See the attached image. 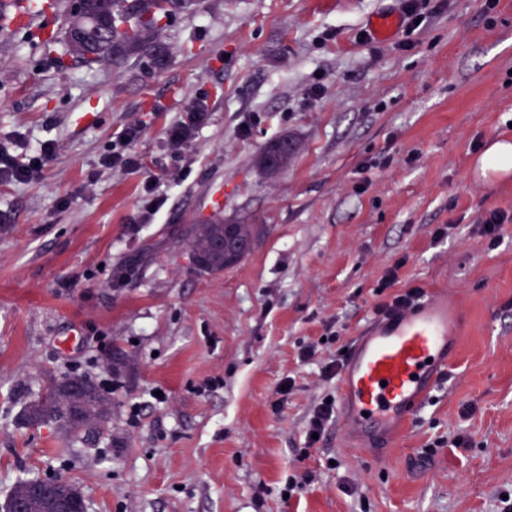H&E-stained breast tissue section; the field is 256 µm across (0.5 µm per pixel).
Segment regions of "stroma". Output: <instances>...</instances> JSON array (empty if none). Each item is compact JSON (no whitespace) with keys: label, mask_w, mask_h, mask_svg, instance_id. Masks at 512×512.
Returning a JSON list of instances; mask_svg holds the SVG:
<instances>
[{"label":"stroma","mask_w":512,"mask_h":512,"mask_svg":"<svg viewBox=\"0 0 512 512\" xmlns=\"http://www.w3.org/2000/svg\"><path fill=\"white\" fill-rule=\"evenodd\" d=\"M9 2L0 142L53 154L39 177L0 182V503L18 477L60 476L88 512H494L512 492V177L475 168L512 138V0L426 5L406 50L367 36L404 0H198L164 33L167 67L130 76L60 69L26 34L61 32L63 13L21 22ZM200 98L204 120L176 143ZM278 136L297 153L267 178L256 161ZM127 153L144 168L106 165ZM492 210L506 215L493 250L478 229ZM216 216L263 235L200 275L173 231ZM391 270L394 291L447 292L451 366L398 446L360 448L336 419L301 456L337 392L323 369L376 318ZM69 375L116 389L107 429L65 456L20 416ZM457 435L467 447H437ZM291 478L303 487L286 499ZM328 398H331L330 403H327ZM335 408V398L332 395H326L322 398L320 403L315 406L313 414L307 423L306 447L302 450L301 456H307L308 449L316 447L315 445L321 441L327 424L335 417ZM314 433L318 434V439L312 438V434Z\"/></svg>","instance_id":"obj_1"}]
</instances>
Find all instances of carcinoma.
<instances>
[{
	"label": "carcinoma",
	"instance_id": "1",
	"mask_svg": "<svg viewBox=\"0 0 512 512\" xmlns=\"http://www.w3.org/2000/svg\"><path fill=\"white\" fill-rule=\"evenodd\" d=\"M196 0H67L66 26L61 38L65 53L56 48V38L39 40L41 51L56 55L64 66V54L87 64L122 68L130 60L157 70L170 58L162 40L163 29L176 17L194 10ZM224 232V220L215 218L201 224H187L179 234L187 241V251L198 259L196 272L218 275L224 272V256L212 250L213 240ZM112 416V396L90 377L73 375L52 380L22 412L29 426L53 425L64 436L84 429H100ZM37 488L53 491L55 497L84 503L79 488L62 477L20 478L9 499L26 498L32 512H49L50 501L34 494Z\"/></svg>",
	"mask_w": 512,
	"mask_h": 512
}]
</instances>
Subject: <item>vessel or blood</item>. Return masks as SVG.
I'll return each mask as SVG.
<instances>
[{"label": "vessel or blood", "instance_id": "b4317fda", "mask_svg": "<svg viewBox=\"0 0 512 512\" xmlns=\"http://www.w3.org/2000/svg\"><path fill=\"white\" fill-rule=\"evenodd\" d=\"M397 14L375 16L370 33L388 40ZM455 343L448 296L441 291L372 321L356 337L338 380L341 422L363 447L396 445L421 405L439 386Z\"/></svg>", "mask_w": 512, "mask_h": 512}]
</instances>
